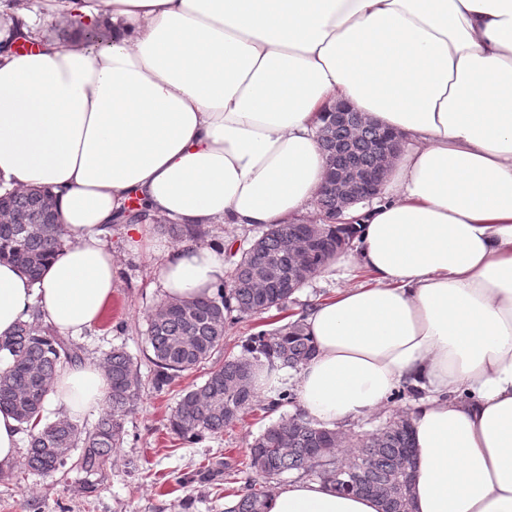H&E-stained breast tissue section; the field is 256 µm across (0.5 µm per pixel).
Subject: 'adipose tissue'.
<instances>
[{"label": "adipose tissue", "instance_id": "ef3b65f1", "mask_svg": "<svg viewBox=\"0 0 512 512\" xmlns=\"http://www.w3.org/2000/svg\"><path fill=\"white\" fill-rule=\"evenodd\" d=\"M106 44L63 47L40 20ZM26 42V53L11 44ZM0 193L41 186L66 236L39 279L0 259V338L35 314L96 327L120 281L107 243L132 205L172 224L264 229L318 196L323 117L347 103L404 136L373 204L350 208L367 283L304 312L316 353L259 394L338 428L401 384L413 512H512V0H0ZM223 247L160 253L162 297L213 296ZM103 367L64 366L45 406L101 411ZM268 512H380L320 481L280 485Z\"/></svg>", "mask_w": 512, "mask_h": 512}]
</instances>
